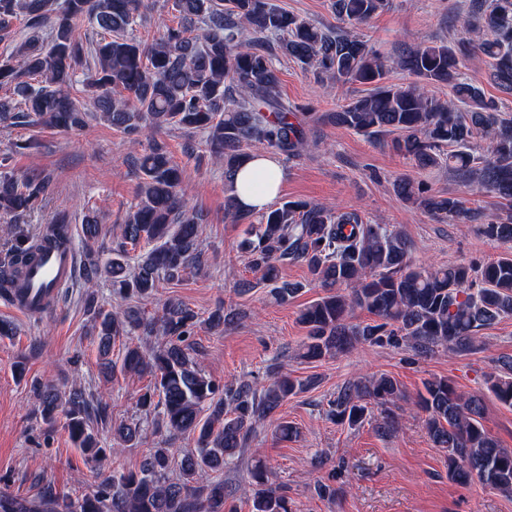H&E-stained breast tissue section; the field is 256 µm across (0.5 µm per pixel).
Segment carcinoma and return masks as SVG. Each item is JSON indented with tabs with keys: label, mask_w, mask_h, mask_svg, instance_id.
I'll use <instances>...</instances> for the list:
<instances>
[{
	"label": "carcinoma",
	"mask_w": 512,
	"mask_h": 512,
	"mask_svg": "<svg viewBox=\"0 0 512 512\" xmlns=\"http://www.w3.org/2000/svg\"><path fill=\"white\" fill-rule=\"evenodd\" d=\"M387 6L388 0H333L339 25L325 27L270 0H172L180 24L165 27L147 43L128 35L140 0H0V39L10 35L18 17L28 30L18 50L0 60V87L9 91L0 97V123L43 122L71 131L94 119L132 143L174 127L187 136V154L196 150L193 137L202 134L224 163V208L235 222L251 220L233 193L249 148L297 158L310 146L311 122H331L376 141L395 133L393 147L419 171L446 164L501 202L499 213L486 215L462 198L439 195L427 182L405 177L393 184L399 197L434 219L474 224L481 235L512 243V116L461 71L463 59L479 52L490 60L495 84L512 94V0H470L458 17L462 37L406 47L392 61L347 30ZM85 18L100 30L91 49L77 34V23ZM280 54L321 81L366 84L370 92L336 112L293 105L279 90L275 58ZM393 68L414 81L387 82ZM80 70L86 99L73 94ZM428 85L448 87L451 97L443 101L428 94ZM479 137L486 140L487 153L477 155L471 144ZM135 163L142 173L138 202L128 210L120 241L104 261L94 250L104 226L96 212L84 216L80 280L104 373L119 368L150 377L149 389L137 399L142 420L120 423L113 435L123 448H133L149 421L153 432L164 428L168 437L144 456L138 470L101 474L92 493L61 495L49 482L33 497L0 491V512H234L227 506L224 468L241 461L257 425L305 387L276 369L261 387L245 381L221 385L207 376L195 359L191 337L201 328L222 331L235 325L239 312L231 307H217L203 317L184 300L171 298L161 313L147 317L136 306L107 311L99 304L94 287L102 279L122 301L149 299L162 281L178 282L203 266L199 236L205 218L187 207L179 165L157 141ZM50 188L48 177L19 176L1 162L0 216L16 220L33 212ZM69 230L70 220L60 212L48 222L43 241L62 246ZM143 240L153 247L132 266L128 247ZM412 248L401 232L370 224L355 210L335 214L302 200L267 208L240 243L277 302H288L303 288L282 279L286 263L304 264L323 288V295L299 315L307 329L301 344L306 360L345 355L361 344L403 345L415 356L440 347L453 353L479 349V332L512 316V255L428 269L412 263ZM33 260L24 244L10 250L8 264L0 266V296ZM357 310L373 319L353 321ZM136 336L163 341L145 350L132 343ZM123 337L130 343L118 367L109 354ZM484 382L500 404L512 408V356L498 357ZM33 390L48 427L62 424L88 461L106 456L82 389L37 383ZM403 398L389 376L355 380L336 392L326 415L353 427L376 411V432L390 436L399 427L397 401ZM415 405L425 414L434 447L445 451L450 480L512 493V449L501 447L483 428L481 395L463 396L449 379L434 377L424 383ZM178 436L193 437L196 448L177 461L169 445ZM242 491L251 512H291L286 490L270 484L260 459L248 469Z\"/></svg>",
	"instance_id": "cac0c4a2"
}]
</instances>
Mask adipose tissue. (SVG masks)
Wrapping results in <instances>:
<instances>
[{
  "instance_id": "adipose-tissue-1",
  "label": "adipose tissue",
  "mask_w": 512,
  "mask_h": 512,
  "mask_svg": "<svg viewBox=\"0 0 512 512\" xmlns=\"http://www.w3.org/2000/svg\"><path fill=\"white\" fill-rule=\"evenodd\" d=\"M284 178L281 163L264 152L244 164L235 176V195L241 210L261 212L276 197Z\"/></svg>"
}]
</instances>
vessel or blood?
<instances>
[{
    "mask_svg": "<svg viewBox=\"0 0 512 512\" xmlns=\"http://www.w3.org/2000/svg\"><path fill=\"white\" fill-rule=\"evenodd\" d=\"M77 265L72 247L44 250L29 267L24 280L11 294L8 305L23 316L49 312L55 305L60 288L70 284Z\"/></svg>",
    "mask_w": 512,
    "mask_h": 512,
    "instance_id": "1",
    "label": "vessel or blood"
}]
</instances>
